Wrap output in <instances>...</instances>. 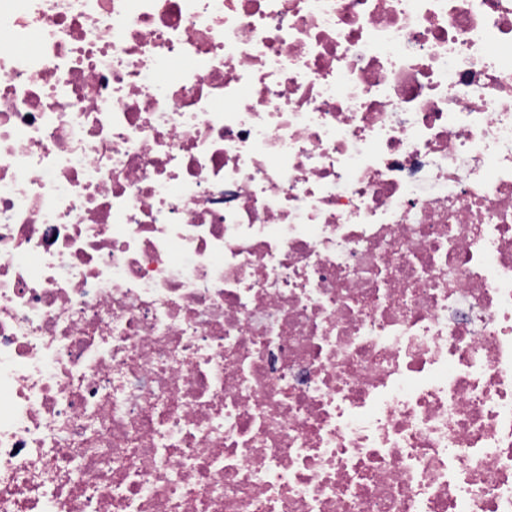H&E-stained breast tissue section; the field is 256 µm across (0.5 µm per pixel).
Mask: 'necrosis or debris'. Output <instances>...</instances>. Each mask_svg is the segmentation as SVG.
I'll return each mask as SVG.
<instances>
[{"instance_id":"4bbe7bcc","label":"necrosis or debris","mask_w":512,"mask_h":512,"mask_svg":"<svg viewBox=\"0 0 512 512\" xmlns=\"http://www.w3.org/2000/svg\"><path fill=\"white\" fill-rule=\"evenodd\" d=\"M0 512H512V0H0Z\"/></svg>"}]
</instances>
